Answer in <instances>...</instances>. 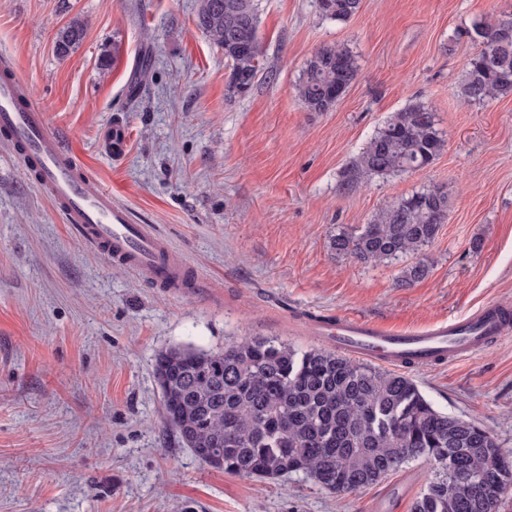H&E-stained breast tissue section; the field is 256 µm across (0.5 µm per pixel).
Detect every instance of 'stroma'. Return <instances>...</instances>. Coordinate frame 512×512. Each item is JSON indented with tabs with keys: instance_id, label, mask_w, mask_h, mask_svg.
Here are the masks:
<instances>
[{
	"instance_id": "1",
	"label": "stroma",
	"mask_w": 512,
	"mask_h": 512,
	"mask_svg": "<svg viewBox=\"0 0 512 512\" xmlns=\"http://www.w3.org/2000/svg\"><path fill=\"white\" fill-rule=\"evenodd\" d=\"M199 0H0L11 57L49 129L137 224L203 281L156 288L90 248L0 137V512H411L430 466L332 493L205 466L162 419L156 356L244 337L331 349L313 321L359 316L399 333L512 302V96L468 103L462 33L512 15V0H362L345 23L314 0H259L261 71L225 94L223 50L196 27ZM86 34L62 58L57 32ZM348 47L359 71L328 112L296 96L304 61ZM420 103L446 147L402 176L340 188L389 117ZM122 125L121 153L105 136ZM432 185L448 219L425 248L429 275L365 265L330 238ZM407 374L441 409L479 421L512 458V338ZM85 22L78 16L72 17L57 33L55 51L59 57L65 58L74 51L84 39Z\"/></svg>"
}]
</instances>
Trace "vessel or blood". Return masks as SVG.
<instances>
[{"instance_id":"1","label":"vessel or blood","mask_w":512,"mask_h":512,"mask_svg":"<svg viewBox=\"0 0 512 512\" xmlns=\"http://www.w3.org/2000/svg\"><path fill=\"white\" fill-rule=\"evenodd\" d=\"M0 128L9 132L14 148L32 162L39 184L83 242L157 285L184 281L189 287H201L192 266L173 255L168 244L145 225L133 223L111 191L90 186L71 153L50 131L43 109L23 94L16 69L6 64L0 66ZM313 332L364 359L399 367L419 365L475 354L489 341L511 336L512 308L493 301L468 317L421 335L395 334L354 317L314 322Z\"/></svg>"}]
</instances>
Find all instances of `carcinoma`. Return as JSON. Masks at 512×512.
<instances>
[{
    "label": "carcinoma",
    "mask_w": 512,
    "mask_h": 512,
    "mask_svg": "<svg viewBox=\"0 0 512 512\" xmlns=\"http://www.w3.org/2000/svg\"><path fill=\"white\" fill-rule=\"evenodd\" d=\"M259 0H200L197 28L230 69L228 94L244 96L260 72ZM362 0H315L325 20L345 23ZM85 22L72 17L57 33L65 58L81 44ZM476 45L465 64L464 99L512 95V18L473 24ZM355 55L345 46L315 51L302 67L296 95L310 112H328L356 79ZM445 140L434 114L409 105L387 120L344 174L349 191L363 179L401 176L431 165ZM448 217V193L438 186L401 196L354 233L331 236V248L362 264L416 256L434 242ZM418 259L400 281L426 278ZM165 423L203 465L241 478L304 473L332 493L384 481L419 461L435 464L411 512H499L512 460L472 419L437 409L410 377L360 363L335 351L297 349L265 338L206 350L170 348L154 363Z\"/></svg>",
    "instance_id": "1"
}]
</instances>
